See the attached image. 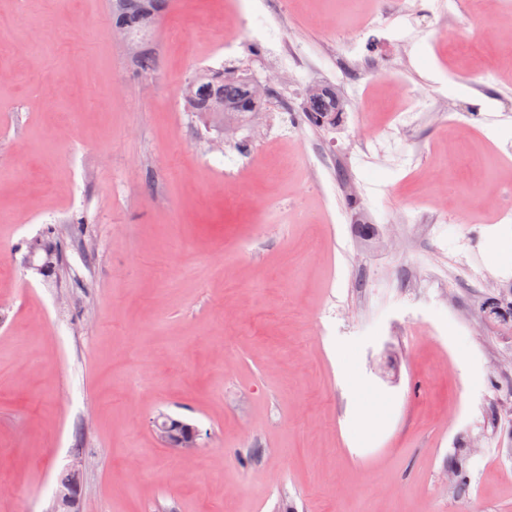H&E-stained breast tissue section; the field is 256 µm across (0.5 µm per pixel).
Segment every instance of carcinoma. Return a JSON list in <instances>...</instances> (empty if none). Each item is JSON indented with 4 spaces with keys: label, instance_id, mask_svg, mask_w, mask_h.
<instances>
[{
    "label": "carcinoma",
    "instance_id": "cac0c4a2",
    "mask_svg": "<svg viewBox=\"0 0 512 512\" xmlns=\"http://www.w3.org/2000/svg\"><path fill=\"white\" fill-rule=\"evenodd\" d=\"M164 8V0H112V30L116 33L147 32L157 22ZM184 100L193 112L224 118V125H235L253 114L254 99L244 76L208 68L196 72L183 90ZM323 94L314 92L309 102L308 117L321 122L327 108Z\"/></svg>",
    "mask_w": 512,
    "mask_h": 512
}]
</instances>
